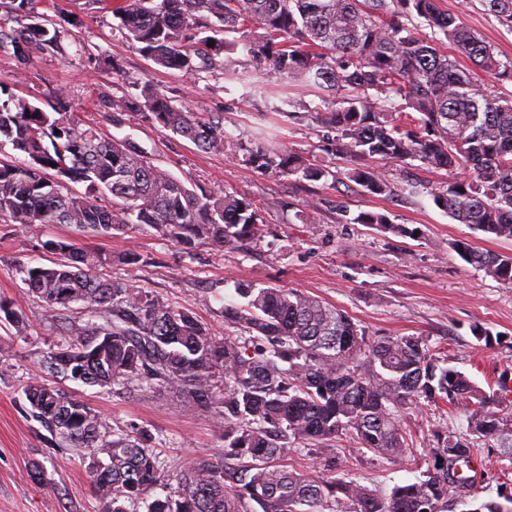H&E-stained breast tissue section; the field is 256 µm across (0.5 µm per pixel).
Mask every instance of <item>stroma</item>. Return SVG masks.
<instances>
[{
  "mask_svg": "<svg viewBox=\"0 0 512 512\" xmlns=\"http://www.w3.org/2000/svg\"><path fill=\"white\" fill-rule=\"evenodd\" d=\"M442 9L490 44L498 57L512 60V34L484 10L481 0H440ZM36 16L55 24L61 46L37 52L32 61L0 52V90L43 110L65 91L70 112L106 137H132L156 165L197 190L239 191L263 211L267 234L257 246L240 250L204 245L193 251L159 236L126 228L112 237H86L88 248L136 252L139 266L101 268L105 279H128L169 304L192 311L223 336L224 305L235 300L236 283L288 288L319 297L346 311L372 336L421 335L448 366L492 388L512 369V287L487 277L457 253L458 244L495 253L512 251V241L496 240L453 220L425 194L384 198L365 193L345 178V160L333 157V175L299 182L248 169L242 162L269 132L284 147L303 155L320 154L332 133L308 122L280 117L270 126L267 104H250L242 83L225 80L222 67L192 76L157 67L129 41L110 10L87 0H37ZM158 90L196 112L221 113L231 155L201 152L190 140L160 125H147L130 113L115 117L109 102ZM318 209H307L309 201ZM361 211L388 214L410 229V236L347 223ZM67 224L27 230L0 223V297L13 302L24 325L0 321V512H103L90 477L70 448L50 447L41 424L28 414L23 389L44 378L42 360L60 342V323L45 320L43 306L24 284L20 266H50L56 254L43 250L48 239H70ZM488 330L490 340L476 337ZM68 393L86 401L115 433L132 428L150 437L159 464L170 471L188 461L213 460L224 447L212 413L183 414L175 394L134 389L106 392L65 383ZM462 410L446 406L411 410L404 417L414 460L390 461L344 439L335 464L313 449L299 447L289 463L320 476L329 468L360 478L377 493L410 483L425 471L422 455L436 447L440 428L462 430Z\"/></svg>",
  "mask_w": 512,
  "mask_h": 512,
  "instance_id": "stroma-1",
  "label": "stroma"
}]
</instances>
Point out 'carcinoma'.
I'll return each instance as SVG.
<instances>
[{"label": "carcinoma", "instance_id": "carcinoma-1", "mask_svg": "<svg viewBox=\"0 0 512 512\" xmlns=\"http://www.w3.org/2000/svg\"><path fill=\"white\" fill-rule=\"evenodd\" d=\"M512 33V0H482ZM112 14L129 40L156 65L197 75L215 66L231 33H250L243 47L260 68L250 100L267 98V82L302 84L311 106L273 111L308 119L335 133V154L347 178L375 196L396 187L375 165L418 161L448 172L436 186L411 180L403 190L427 193L460 224L512 240V101L477 82L450 60L452 48L501 82H512V61L500 60L461 19L436 0H112ZM429 32L421 35L418 28ZM214 46H208V42ZM60 31L40 21L19 36L0 32V50L17 57L57 48ZM112 111L193 141L210 153L227 151L224 124L159 91L112 98ZM22 156L0 161V221L33 229L71 224L110 237L147 226L186 250L234 249L266 234L261 210L238 192L197 193L154 164L130 137L105 138L66 111L65 93L45 112L26 100L0 99V147ZM278 176L319 181L329 165L282 147L262 145L243 159ZM55 172L49 179L45 171ZM459 170L469 177L455 176ZM81 184L77 193L69 184ZM352 224L406 235L385 213L363 211ZM60 262L23 270L46 319L62 320L74 305L85 319L66 322L65 341L49 348L45 367L56 376L110 391L131 381L141 390L178 395L182 410H213L224 441L220 460L194 461L167 473L144 432L110 434L83 400L46 382L24 389L33 418L84 451L83 462L104 512H127L164 484L147 512H512V487L480 499L485 475L472 467L474 449H496L512 469V370L488 393L464 373L441 367L419 335L372 337L344 310L285 288L240 282V303L224 305L218 340L188 311L136 288L103 280L112 254L76 241L47 240ZM462 259L512 286V254L461 246ZM249 333L238 336L236 331ZM462 407L467 429L444 432L425 459L424 478L385 496L357 479L311 477L281 462L290 447L309 446L336 458L330 443L348 437L385 459L400 460L409 443L402 417L409 409Z\"/></svg>", "mask_w": 512, "mask_h": 512}]
</instances>
